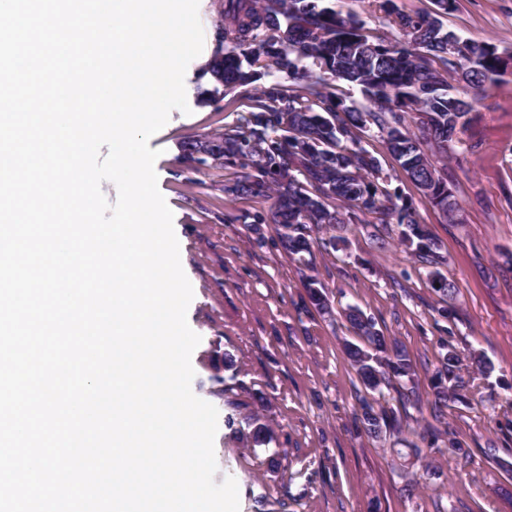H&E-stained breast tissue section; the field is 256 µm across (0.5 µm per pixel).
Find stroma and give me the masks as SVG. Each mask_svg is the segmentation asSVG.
<instances>
[{
  "instance_id": "obj_1",
  "label": "stroma",
  "mask_w": 512,
  "mask_h": 512,
  "mask_svg": "<svg viewBox=\"0 0 512 512\" xmlns=\"http://www.w3.org/2000/svg\"><path fill=\"white\" fill-rule=\"evenodd\" d=\"M202 53L187 67L188 112L172 111L149 141L160 150L158 188L174 216L181 265L192 289L187 321L201 342L191 358L193 393L219 417L246 424L261 415L272 431L266 447L219 425L215 482L235 478L240 512H512V73L503 74L474 112L448 165L458 204L455 222L441 214L381 155L387 187L412 202L437 239L439 272L457 288L444 300L429 266L397 243L381 245L373 223L349 224L337 250H315L310 263L292 261L273 225L249 232L258 199L228 200L223 168H192L184 141L223 132L246 111L253 86L203 104L201 78L222 21L219 0H199ZM465 39L494 42L512 56V0H456L445 19ZM320 282L333 308L323 318L303 309L307 278ZM373 317L417 363L422 403L433 398L434 365L443 344L489 361L490 376L472 377L469 402L448 407L442 423L460 450L431 452L419 435L431 416L403 419L401 435L376 443L363 436L353 409L363 389L343 354L355 333L347 306ZM450 317H442V310ZM418 441V451L406 441ZM421 490L407 495L405 484Z\"/></svg>"
}]
</instances>
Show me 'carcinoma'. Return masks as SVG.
<instances>
[{
    "instance_id": "obj_1",
    "label": "carcinoma",
    "mask_w": 512,
    "mask_h": 512,
    "mask_svg": "<svg viewBox=\"0 0 512 512\" xmlns=\"http://www.w3.org/2000/svg\"><path fill=\"white\" fill-rule=\"evenodd\" d=\"M396 32L375 34L357 14H344L329 0H224V48L204 69L213 87L232 92L256 82L263 62L274 79L252 97L250 111L222 134L184 143L183 159L239 168L224 193L269 203L257 224H272L290 255L312 254L314 246L336 248V237H317L337 224H397L400 241L424 265L441 263L438 242L406 200L397 204L384 185L379 158L363 139L377 130L391 159L445 220L457 210L448 184V148L434 135L448 134L475 110L507 66L489 41L464 39L444 24L454 0H433L414 16L395 0H376ZM360 91L364 103L347 107L333 83ZM309 307L321 312L327 299L314 279L304 284ZM343 315L358 342L343 353L365 389L356 417L375 442L401 432L400 415L382 404L393 388L402 407L423 414L414 390L415 364L407 350L376 328L357 307ZM463 358L445 345L438 355L430 415L463 401L469 381ZM254 446L272 440L255 416L248 422Z\"/></svg>"
}]
</instances>
